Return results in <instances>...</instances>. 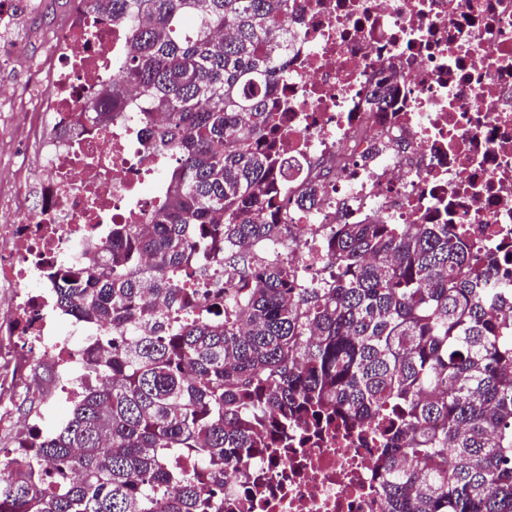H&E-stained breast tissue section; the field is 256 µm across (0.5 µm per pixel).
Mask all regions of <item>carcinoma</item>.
<instances>
[{"label":"carcinoma","mask_w":512,"mask_h":512,"mask_svg":"<svg viewBox=\"0 0 512 512\" xmlns=\"http://www.w3.org/2000/svg\"><path fill=\"white\" fill-rule=\"evenodd\" d=\"M83 2L131 42L87 118L107 125L135 88L148 148L177 161L150 229L112 225L90 277L57 286L112 332L86 365L100 384L0 464V512H224V467L335 417L374 423L388 512H512V278L496 260L462 227L376 219L336 226L316 282L270 252L291 234L273 221L272 98L290 0ZM186 283L216 289L212 317Z\"/></svg>","instance_id":"1"}]
</instances>
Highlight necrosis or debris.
<instances>
[{
    "mask_svg": "<svg viewBox=\"0 0 512 512\" xmlns=\"http://www.w3.org/2000/svg\"><path fill=\"white\" fill-rule=\"evenodd\" d=\"M275 96L290 207L288 258L314 281L321 244L345 222L460 224L490 255L512 245V0H294ZM125 29L75 6L35 62L20 123L32 143L0 199V431L52 433L93 386L88 328L57 306V276L87 273L113 225L146 224L167 194L171 154L148 149L136 92L104 126L89 103L120 69ZM393 106L367 99L384 77ZM323 185L313 207L297 204ZM51 372L52 383L41 375ZM367 423L297 426L224 472L236 512H385Z\"/></svg>",
    "mask_w": 512,
    "mask_h": 512,
    "instance_id": "4bbe7bcc",
    "label": "necrosis or debris"
}]
</instances>
